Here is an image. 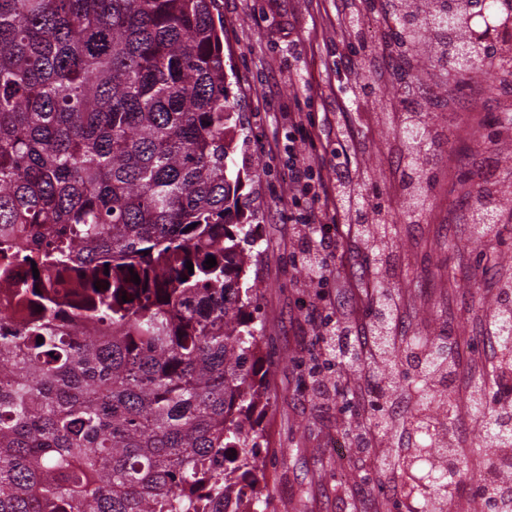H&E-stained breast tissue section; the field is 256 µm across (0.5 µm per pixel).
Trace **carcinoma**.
Masks as SVG:
<instances>
[{"label":"carcinoma","mask_w":512,"mask_h":512,"mask_svg":"<svg viewBox=\"0 0 512 512\" xmlns=\"http://www.w3.org/2000/svg\"><path fill=\"white\" fill-rule=\"evenodd\" d=\"M216 10L217 0H0V282L38 308L10 326L0 303V512H259L252 416L267 387L254 372L244 260L255 228L238 207L230 132L241 117ZM395 13L413 59L427 31L462 20L461 0H399ZM487 48L508 56L490 73L496 91L512 78V46ZM446 54L457 90L484 62L477 42ZM399 133L409 152L432 144L409 112ZM489 195L470 190L472 213L484 215ZM65 308L108 331L60 329ZM506 314L496 337L512 360ZM378 346L393 383L418 394L406 423L424 444L400 469L423 482V512H448V476L486 483L465 454L432 462L434 403L447 394L427 379L451 337L383 335ZM477 410L481 454L502 434L495 400Z\"/></svg>","instance_id":"cac0c4a2"}]
</instances>
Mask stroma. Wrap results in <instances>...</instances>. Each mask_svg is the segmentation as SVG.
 I'll return each mask as SVG.
<instances>
[{
    "mask_svg": "<svg viewBox=\"0 0 512 512\" xmlns=\"http://www.w3.org/2000/svg\"><path fill=\"white\" fill-rule=\"evenodd\" d=\"M350 7V0H218L243 119L236 136L249 142L233 154L236 168L249 176L239 203L257 226L259 258L249 262L247 274L256 286L262 336L255 370L266 376L270 395L258 420L266 512H386L387 504L402 508L409 498L392 462L418 442L402 425L416 398L396 391L386 429L376 430L370 418L374 377L325 360L317 336L322 311L333 312L351 340L373 351L370 302L382 279L399 298L394 318L400 336L456 338V395L439 405L438 415L447 438L463 451L475 423L462 396L475 383L491 384L499 360L488 318L498 285L512 281V222L501 224L486 255L459 244L472 232L467 192L476 180L469 147L484 143L488 182L512 174V134L495 121L512 90L489 94L472 78L449 93L439 68L408 66L396 52L395 29L384 14H370L359 37L341 35ZM349 70L363 82L350 94L343 88ZM415 100L440 136L426 169L429 205L416 218L404 212L398 128L385 120ZM288 112L312 114L315 139L296 146L322 156L331 183L336 133L344 131L360 168L356 188L370 201L366 215H393L386 250L355 230L337 236L327 255L331 278L320 292L293 261L296 230L284 206Z\"/></svg>",
    "mask_w": 512,
    "mask_h": 512,
    "instance_id": "stroma-1",
    "label": "stroma"
}]
</instances>
